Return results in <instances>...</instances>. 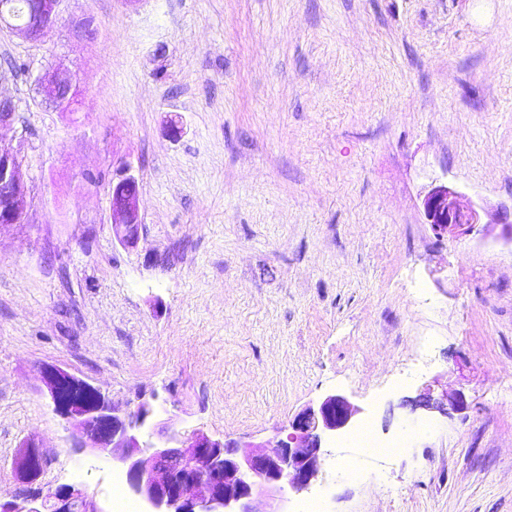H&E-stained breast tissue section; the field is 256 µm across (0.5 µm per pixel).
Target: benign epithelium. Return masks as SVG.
Returning a JSON list of instances; mask_svg holds the SVG:
<instances>
[{
  "mask_svg": "<svg viewBox=\"0 0 512 512\" xmlns=\"http://www.w3.org/2000/svg\"><path fill=\"white\" fill-rule=\"evenodd\" d=\"M64 0H41L36 25L17 24L0 13V23L30 41L56 26ZM35 82L44 98L59 108L70 103L75 88L68 73L41 75ZM15 103L0 98V129L14 123ZM28 187L18 154L0 147V226L30 223L25 199ZM139 181L125 165L112 182V224L118 240L137 241L141 229ZM428 223L440 233L463 234L482 223L481 213L464 195L445 184L432 187L422 200ZM40 379L54 413L76 431L78 448L104 456L125 471L130 492L146 512H259L258 498L270 502L284 487L296 492L317 480L325 438L346 428L358 409L343 395L332 394L310 404L289 423L286 438L275 446H240L216 439L201 429L179 430L161 420L149 403L127 413L112 404L98 387L59 364H45ZM456 397L435 399L423 394L420 404L448 416L459 406ZM46 465L42 447L25 440L13 468L23 489L1 503L0 512H103L96 494L81 484H61L43 492Z\"/></svg>",
  "mask_w": 512,
  "mask_h": 512,
  "instance_id": "1",
  "label": "benign epithelium"
}]
</instances>
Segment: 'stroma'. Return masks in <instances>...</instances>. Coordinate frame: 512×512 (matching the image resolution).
<instances>
[{
    "mask_svg": "<svg viewBox=\"0 0 512 512\" xmlns=\"http://www.w3.org/2000/svg\"><path fill=\"white\" fill-rule=\"evenodd\" d=\"M53 72L76 77L69 109L35 92ZM0 96L30 217L0 228V496L32 438L43 489L113 508L118 465L42 392L56 363L239 444L341 394L381 439L423 433L388 459L337 433L323 512H512V241L422 208L439 184L512 208V0H65L41 41L0 28ZM427 388L460 410L412 409ZM139 181L130 165H124L116 181H112V224L118 240L134 244L141 229Z\"/></svg>",
    "mask_w": 512,
    "mask_h": 512,
    "instance_id": "1",
    "label": "stroma"
}]
</instances>
